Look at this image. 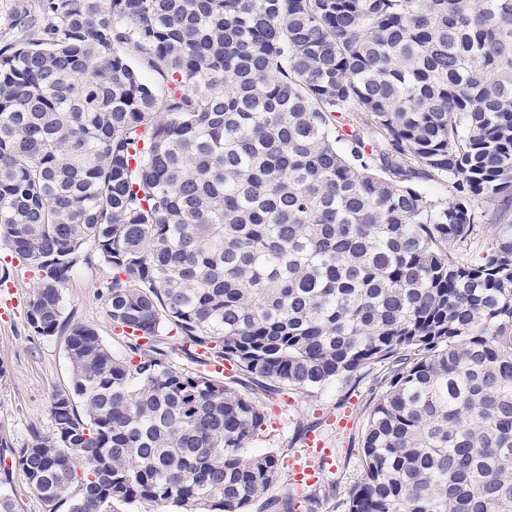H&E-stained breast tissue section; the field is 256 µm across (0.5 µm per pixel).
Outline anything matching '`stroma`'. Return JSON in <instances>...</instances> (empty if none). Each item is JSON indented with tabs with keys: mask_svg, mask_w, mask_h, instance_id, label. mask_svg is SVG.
<instances>
[{
	"mask_svg": "<svg viewBox=\"0 0 512 512\" xmlns=\"http://www.w3.org/2000/svg\"><path fill=\"white\" fill-rule=\"evenodd\" d=\"M10 276L0 283V437L12 447H23L32 429H51L50 405L56 392L68 389L70 364L64 336L39 338L31 332L26 311L38 279L19 266L10 251L0 246V267ZM111 268L96 255L80 260L62 294L64 314L71 321L94 326L113 352H121L122 340L108 315L103 293ZM389 365L377 364L350 385L331 386L309 394H261L267 423L253 443L256 451H275L279 478L263 503L250 512H272L271 502L295 500V512H346L351 488L363 476L361 446L367 418L386 388ZM318 433L330 449V462L322 468L318 487L322 495L306 498L292 483L288 460L304 445L308 432Z\"/></svg>",
	"mask_w": 512,
	"mask_h": 512,
	"instance_id": "35a3bbf8",
	"label": "stroma"
}]
</instances>
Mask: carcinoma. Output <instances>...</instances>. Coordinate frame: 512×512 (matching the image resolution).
Wrapping results in <instances>:
<instances>
[{"instance_id": "carcinoma-1", "label": "carcinoma", "mask_w": 512, "mask_h": 512, "mask_svg": "<svg viewBox=\"0 0 512 512\" xmlns=\"http://www.w3.org/2000/svg\"><path fill=\"white\" fill-rule=\"evenodd\" d=\"M0 244L72 372L0 439V512L16 473L48 512H249L279 471L234 384L390 360L348 512H512V0H12ZM87 247L127 356L64 316Z\"/></svg>"}]
</instances>
